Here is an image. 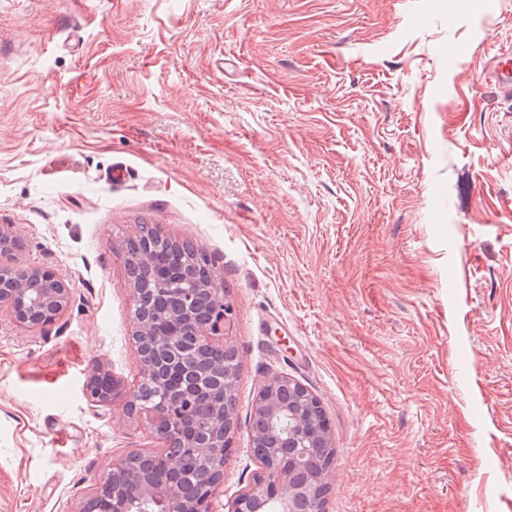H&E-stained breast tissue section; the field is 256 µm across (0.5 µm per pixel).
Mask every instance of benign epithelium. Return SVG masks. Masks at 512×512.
I'll list each match as a JSON object with an SVG mask.
<instances>
[{
	"label": "benign epithelium",
	"mask_w": 512,
	"mask_h": 512,
	"mask_svg": "<svg viewBox=\"0 0 512 512\" xmlns=\"http://www.w3.org/2000/svg\"><path fill=\"white\" fill-rule=\"evenodd\" d=\"M141 259L155 268V285L159 292L177 273L171 267L159 266L146 250ZM212 300V310L193 292L174 297L175 309L155 316L146 314L134 321L136 332L146 348L153 351L151 360L137 350L140 366L139 383L127 390L112 373L97 369L86 379L84 391L96 406H109L121 398L128 417H137L149 426L165 447V467L185 482L199 472L205 473L198 498L192 499L183 486L153 485L134 479L131 486L113 484L110 478L80 503L77 512H134L136 508L154 505L159 512H212L213 500L223 484L224 470L213 473L208 465L226 461L224 448V395L234 388L224 377L223 362L205 368L206 361L229 347L234 321V308L224 301L223 284L208 274L205 288ZM71 299L66 280L54 271L41 267H0V310L29 332L52 323L67 309ZM106 379L109 390L97 386ZM280 378L268 380L256 399L253 414L268 428L278 430L295 441L296 451L291 463L271 464L257 458L258 469L252 483L233 500L230 512H299L300 487L295 477L302 465L306 417L278 399L275 385ZM155 387L160 401L144 403L142 389Z\"/></svg>",
	"instance_id": "1"
}]
</instances>
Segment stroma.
Segmentation results:
<instances>
[{
  "mask_svg": "<svg viewBox=\"0 0 512 512\" xmlns=\"http://www.w3.org/2000/svg\"><path fill=\"white\" fill-rule=\"evenodd\" d=\"M508 44L512 0H0L7 261L71 289L37 332L0 311V512H77L159 449L82 393L138 381L145 224L235 309L214 512L280 376L330 422L325 512H512V99L480 76ZM148 241L154 244L153 250L158 254L159 258H164L172 263H176L187 272L184 283L171 288H197L198 280L194 275L198 270L203 271L204 268L207 267L208 259L206 255L197 251L190 243H179L169 238L159 239L153 227L143 225L139 237L129 238L123 244L127 266L134 268L137 272L134 281L137 288H135L133 284L135 307L139 302L138 288L146 304L149 306L158 304V294L144 291L145 288L153 287L148 286L146 281V269L140 264L138 259L141 250L146 246Z\"/></svg>",
  "mask_w": 512,
  "mask_h": 512,
  "instance_id": "stroma-1",
  "label": "stroma"
}]
</instances>
